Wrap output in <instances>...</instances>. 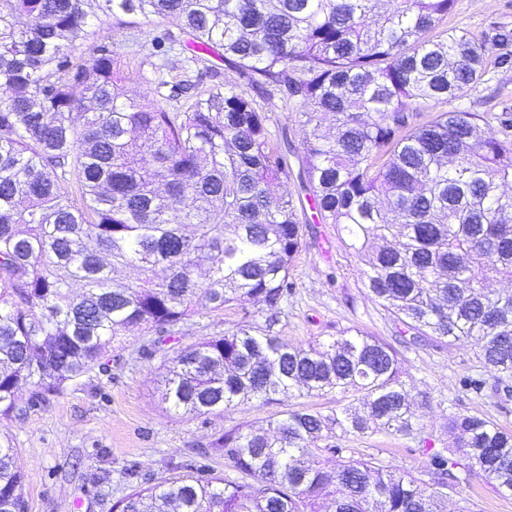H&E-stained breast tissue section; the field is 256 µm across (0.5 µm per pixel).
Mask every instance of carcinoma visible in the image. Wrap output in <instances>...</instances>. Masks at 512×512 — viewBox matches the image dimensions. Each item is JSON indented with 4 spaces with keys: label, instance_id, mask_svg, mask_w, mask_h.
<instances>
[{
    "label": "carcinoma",
    "instance_id": "1",
    "mask_svg": "<svg viewBox=\"0 0 512 512\" xmlns=\"http://www.w3.org/2000/svg\"><path fill=\"white\" fill-rule=\"evenodd\" d=\"M456 0H0V419L95 369L132 331L151 357L195 316L245 298L234 329L164 359L165 410L199 417L249 399L352 395L362 410L299 408L212 442L236 476L173 468L112 512H447L482 475L512 495V430L448 415L430 483L343 440L422 433L401 354L355 328L330 340L273 332L293 293L306 210L339 226L367 295L403 344L473 342L477 397L512 398V100L498 128L461 109L488 66L512 67V32L443 26ZM103 16L175 22L139 46L170 77L133 99L112 47L85 60ZM224 61L249 88L207 83ZM276 99L303 137L293 169L271 142ZM299 180L304 197L283 185ZM127 268L138 278L125 281ZM336 457L327 466L325 455ZM17 448L0 434V512H27Z\"/></svg>",
    "mask_w": 512,
    "mask_h": 512
}]
</instances>
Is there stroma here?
<instances>
[{"instance_id": "35a3bbf8", "label": "stroma", "mask_w": 512, "mask_h": 512, "mask_svg": "<svg viewBox=\"0 0 512 512\" xmlns=\"http://www.w3.org/2000/svg\"><path fill=\"white\" fill-rule=\"evenodd\" d=\"M512 31V0H456L448 17L450 27L474 35L487 32L491 23ZM161 23L128 17L124 29L103 18L97 38L108 43L119 62H126L135 43H146L160 31ZM512 98V70L489 68L485 79L469 96L452 101L455 109L491 113L496 98ZM295 292L282 306L276 333L284 339L307 341L335 333L340 327H356L391 342L399 325L390 312L368 297L356 259L344 247L336 227L321 224L295 262ZM254 302L232 306L223 314L195 317L183 328L179 342H168L164 354L185 347L212 333L230 329L243 311H256ZM139 335L126 336L109 352L107 371L95 370L69 382L58 394L47 395L36 407L24 408L22 417L0 420L18 448L17 465L24 474L27 512H111L113 502L137 486L165 475L168 469L182 473L208 466L224 475L231 467L211 442L234 426L266 423L281 413L300 407L325 409L333 397L288 398L273 402L244 401L220 415L183 418L169 414L159 404L156 387L163 371V356L144 358L137 352ZM413 397L428 395L423 409V435L432 447L445 448L451 439L444 427L449 413H485L512 428V402L500 407L495 398L474 399L462 393L460 377L480 370L474 345H412L403 349ZM356 455L376 457L385 464L424 476L427 458L404 438L373 436L348 439ZM512 512V495L495 490L476 476L470 487L451 495L448 512Z\"/></svg>"}]
</instances>
